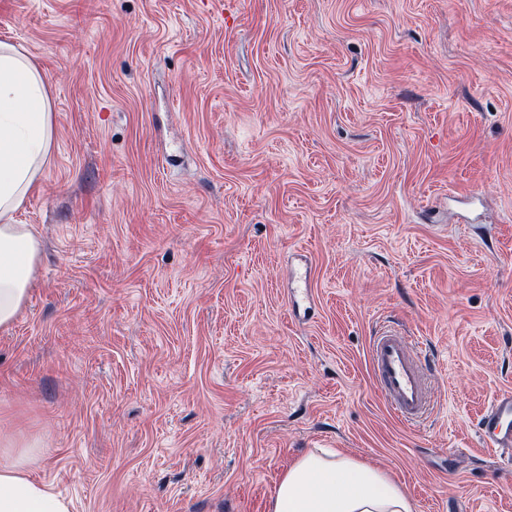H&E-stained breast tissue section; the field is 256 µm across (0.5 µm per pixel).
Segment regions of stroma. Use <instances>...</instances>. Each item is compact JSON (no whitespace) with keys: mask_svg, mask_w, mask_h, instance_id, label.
<instances>
[{"mask_svg":"<svg viewBox=\"0 0 512 512\" xmlns=\"http://www.w3.org/2000/svg\"><path fill=\"white\" fill-rule=\"evenodd\" d=\"M0 42L55 115L0 331L33 477L74 512H267L333 448L417 512H512L477 433L512 388V0H0ZM387 327L429 364L422 422L375 387Z\"/></svg>","mask_w":512,"mask_h":512,"instance_id":"stroma-1","label":"stroma"}]
</instances>
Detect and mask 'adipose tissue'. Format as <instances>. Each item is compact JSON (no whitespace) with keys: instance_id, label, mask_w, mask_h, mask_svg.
Masks as SVG:
<instances>
[{"instance_id":"ef3b65f1","label":"adipose tissue","mask_w":512,"mask_h":512,"mask_svg":"<svg viewBox=\"0 0 512 512\" xmlns=\"http://www.w3.org/2000/svg\"><path fill=\"white\" fill-rule=\"evenodd\" d=\"M54 114L38 67L0 42V331L26 306L42 249L36 231L15 215L51 153ZM37 442L0 437V512H72L71 500L30 469ZM268 512H415L386 471L339 451H312L283 473Z\"/></svg>"}]
</instances>
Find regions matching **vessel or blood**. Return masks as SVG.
Instances as JSON below:
<instances>
[{
  "mask_svg": "<svg viewBox=\"0 0 512 512\" xmlns=\"http://www.w3.org/2000/svg\"><path fill=\"white\" fill-rule=\"evenodd\" d=\"M376 385L396 416L404 422L421 418L431 401L420 360L398 331L383 330L370 347ZM486 449L512 454V390L499 392L478 423Z\"/></svg>",
  "mask_w": 512,
  "mask_h": 512,
  "instance_id": "1",
  "label": "vessel or blood"
}]
</instances>
